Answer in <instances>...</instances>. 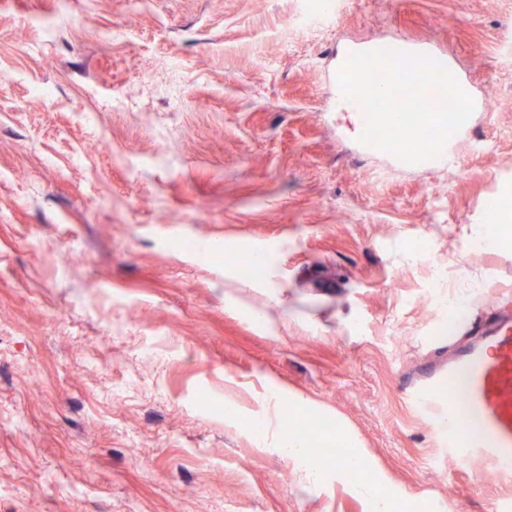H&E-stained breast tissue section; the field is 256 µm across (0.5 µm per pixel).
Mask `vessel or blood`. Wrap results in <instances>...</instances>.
I'll list each match as a JSON object with an SVG mask.
<instances>
[{
  "instance_id": "obj_1",
  "label": "vessel or blood",
  "mask_w": 512,
  "mask_h": 512,
  "mask_svg": "<svg viewBox=\"0 0 512 512\" xmlns=\"http://www.w3.org/2000/svg\"><path fill=\"white\" fill-rule=\"evenodd\" d=\"M462 404H454V394ZM415 407L447 403L433 424L446 434L449 459L488 460L512 469V320L449 362L447 371L413 383L406 395Z\"/></svg>"
}]
</instances>
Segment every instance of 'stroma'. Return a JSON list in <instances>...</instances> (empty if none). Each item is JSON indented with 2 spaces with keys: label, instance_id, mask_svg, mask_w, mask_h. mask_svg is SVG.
<instances>
[{
  "label": "stroma",
  "instance_id": "35a3bbf8",
  "mask_svg": "<svg viewBox=\"0 0 512 512\" xmlns=\"http://www.w3.org/2000/svg\"><path fill=\"white\" fill-rule=\"evenodd\" d=\"M306 4L0 0V512H368L334 473L347 437L396 512L512 493L403 394L512 316V251L469 244L512 196V0H337L285 33ZM404 37L496 102L456 169L362 148L336 100L354 43ZM227 247L273 254L286 337L249 322L281 312ZM436 291L465 302L454 333ZM275 385L307 402L278 438L333 426L318 483L251 431Z\"/></svg>",
  "mask_w": 512,
  "mask_h": 512
}]
</instances>
